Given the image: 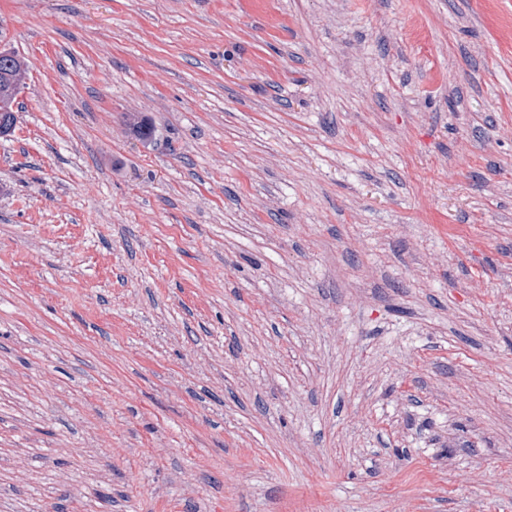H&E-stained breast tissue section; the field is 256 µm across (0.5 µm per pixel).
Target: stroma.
Wrapping results in <instances>:
<instances>
[{
  "label": "stroma",
  "mask_w": 512,
  "mask_h": 512,
  "mask_svg": "<svg viewBox=\"0 0 512 512\" xmlns=\"http://www.w3.org/2000/svg\"><path fill=\"white\" fill-rule=\"evenodd\" d=\"M0 43V512H512V0H0ZM25 68L22 59L13 51L0 56V133H8L15 121L17 96L24 85Z\"/></svg>",
  "instance_id": "1"
}]
</instances>
